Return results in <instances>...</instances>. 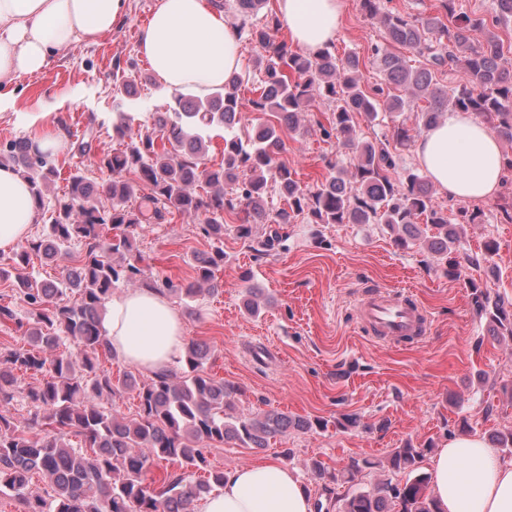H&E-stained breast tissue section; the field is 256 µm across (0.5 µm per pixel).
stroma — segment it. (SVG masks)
<instances>
[{
  "instance_id": "1",
  "label": "stroma",
  "mask_w": 512,
  "mask_h": 512,
  "mask_svg": "<svg viewBox=\"0 0 512 512\" xmlns=\"http://www.w3.org/2000/svg\"><path fill=\"white\" fill-rule=\"evenodd\" d=\"M155 2L128 0L125 19L111 34L68 48L41 76L22 77L12 106L0 113V143L28 138L27 117L44 109H51L52 120H66L68 145L55 158L59 174L46 191L48 199L65 195L75 167H86L99 185L111 178L87 168L75 154L77 138L90 135L96 149H116L114 113L162 111L173 103V90L136 50L139 29ZM375 45L389 47L379 19L366 17L360 0H343L337 56L359 55L365 80L373 81L379 76L371 53ZM263 54L242 40L238 128L243 134L256 121L250 102L260 93L264 70L257 59ZM117 65L135 79L137 99L128 100L121 81L113 80ZM328 111L327 102H313L302 114V135L286 139L281 155L311 187L323 181L328 161L341 152L318 126ZM480 207L486 221L462 226L456 255L479 254L486 241H495L496 269L470 266L456 280L444 275L441 262L425 248L397 247L393 234L378 224H288L279 246L259 258L254 246L270 225H253L251 237L242 238L235 217H228L220 289L197 296L193 310L181 309L185 339L209 344L212 374L238 390L237 413L278 410L328 426L288 432L266 448L224 444L209 450L211 464L227 471L263 460L286 462L320 503L331 494L369 487L370 479L358 477L354 485H337L328 494L308 470L309 460L339 470L363 458L386 460L408 441L437 449L451 436L487 439L512 429V340L490 334L466 284L470 278L486 280L492 294L512 300V223L501 220L503 209L512 207V185L501 186ZM196 224L195 217L177 215L167 224L138 227L134 251L146 277L193 279L194 256L212 246ZM248 286L259 293V313L244 307ZM376 286L411 290L431 317L428 335L393 343L368 334L357 322L355 306Z\"/></svg>"
}]
</instances>
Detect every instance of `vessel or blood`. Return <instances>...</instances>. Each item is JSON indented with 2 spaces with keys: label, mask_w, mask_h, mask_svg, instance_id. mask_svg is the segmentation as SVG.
<instances>
[{
  "label": "vessel or blood",
  "mask_w": 512,
  "mask_h": 512,
  "mask_svg": "<svg viewBox=\"0 0 512 512\" xmlns=\"http://www.w3.org/2000/svg\"><path fill=\"white\" fill-rule=\"evenodd\" d=\"M357 314L371 332L392 342L427 335L430 328L427 312L405 291L385 288L366 294Z\"/></svg>",
  "instance_id": "1"
}]
</instances>
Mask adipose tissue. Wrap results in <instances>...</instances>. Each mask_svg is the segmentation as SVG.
<instances>
[{
	"label": "adipose tissue",
	"mask_w": 512,
	"mask_h": 512,
	"mask_svg": "<svg viewBox=\"0 0 512 512\" xmlns=\"http://www.w3.org/2000/svg\"><path fill=\"white\" fill-rule=\"evenodd\" d=\"M343 0H278L293 43L314 52L334 42ZM127 0H0V111L21 76L42 74L56 54L111 33ZM238 28L205 0H156L141 27L138 54L170 89L204 96L222 89L240 66ZM416 159L439 192L463 201L494 196L503 174L496 135L475 116L447 113L415 143ZM38 220L29 183L0 165V250L29 239ZM104 331L115 355L144 370L176 363L184 352L183 322L151 288L115 295ZM429 492L440 512H512V461L476 435L453 437L430 461ZM194 512H313L296 470L276 461L226 471L224 484L198 499Z\"/></svg>",
	"instance_id": "ef3b65f1"
}]
</instances>
